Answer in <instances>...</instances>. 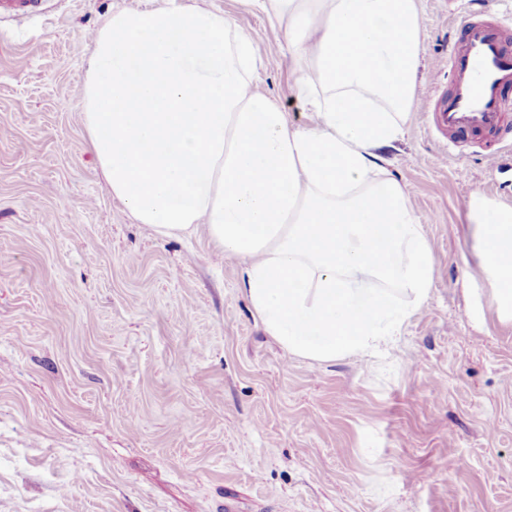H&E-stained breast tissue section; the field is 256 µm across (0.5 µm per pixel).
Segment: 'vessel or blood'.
I'll return each mask as SVG.
<instances>
[{
  "label": "vessel or blood",
  "mask_w": 512,
  "mask_h": 512,
  "mask_svg": "<svg viewBox=\"0 0 512 512\" xmlns=\"http://www.w3.org/2000/svg\"><path fill=\"white\" fill-rule=\"evenodd\" d=\"M41 0H0V15L38 13ZM433 128L449 142L500 131L512 111V28L499 19L496 0H479L462 20L448 50V85L430 82L421 103Z\"/></svg>",
  "instance_id": "b4317fda"
}]
</instances>
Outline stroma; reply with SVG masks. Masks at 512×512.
Returning <instances> with one entry per match:
<instances>
[{"mask_svg":"<svg viewBox=\"0 0 512 512\" xmlns=\"http://www.w3.org/2000/svg\"><path fill=\"white\" fill-rule=\"evenodd\" d=\"M178 2L250 33L253 91L315 122L263 13ZM155 4L0 18V512H512V322L464 221L476 193L512 206V140L492 166L413 110L385 158L434 252L429 299L387 355L292 356L239 258L134 223L94 162L73 91L90 35ZM470 8L419 0L425 80L447 82Z\"/></svg>","mask_w":512,"mask_h":512,"instance_id":"stroma-1","label":"stroma"}]
</instances>
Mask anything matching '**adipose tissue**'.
I'll return each instance as SVG.
<instances>
[{
	"instance_id": "adipose-tissue-1",
	"label": "adipose tissue",
	"mask_w": 512,
	"mask_h": 512,
	"mask_svg": "<svg viewBox=\"0 0 512 512\" xmlns=\"http://www.w3.org/2000/svg\"><path fill=\"white\" fill-rule=\"evenodd\" d=\"M288 43L294 128L251 89L261 58L225 14L113 11L92 36L80 97L97 167L132 219L172 237L204 229L244 261L266 333L317 362L372 358L427 302L433 250L385 177L423 83L417 0H239ZM497 316L512 321V206L466 209Z\"/></svg>"
}]
</instances>
